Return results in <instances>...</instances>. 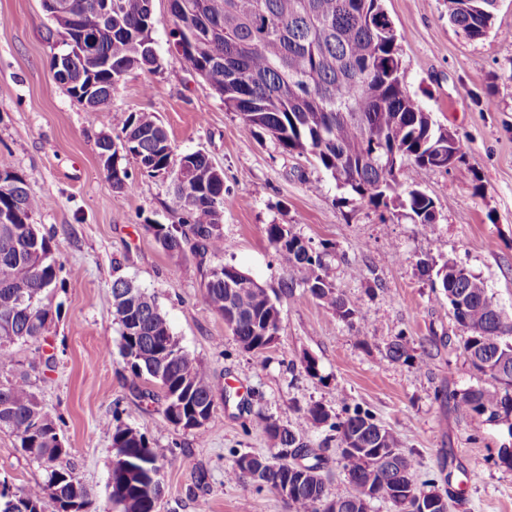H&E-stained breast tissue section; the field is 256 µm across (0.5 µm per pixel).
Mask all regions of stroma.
<instances>
[{
  "label": "stroma",
  "mask_w": 512,
  "mask_h": 512,
  "mask_svg": "<svg viewBox=\"0 0 512 512\" xmlns=\"http://www.w3.org/2000/svg\"><path fill=\"white\" fill-rule=\"evenodd\" d=\"M403 34L406 86L433 120L454 133L464 161L423 174L436 222L419 229L400 208L348 200L316 163L251 134L222 98L172 52L169 0H153L160 66L130 71L112 108L80 104L50 71L54 44L42 0H0V163L49 199L33 221L52 237L61 286L49 327L52 369L30 378L54 417L75 476L89 490L85 512H120L109 498L111 427H132L163 459L158 512H291L274 490L225 477L236 455L274 452L267 419L285 424L319 403L331 414L358 407L412 450L417 479L434 481L448 512H512V417L489 418L455 398L487 385L469 364L436 272L452 261L479 277L512 316V0H500L495 34L466 39L448 21L445 0H382ZM154 113L177 153H206L224 173V260L275 290L283 276L267 228L280 224L335 254L338 293L359 315L347 324L300 286L282 298L281 329L255 365L204 299L205 265L162 249L149 227L178 223L171 177L132 169L123 190L103 171L98 141L117 136L115 113ZM482 191H475V184ZM153 295L181 347L203 363L228 398L217 399L202 433L164 425L162 393L133 379L118 353L119 326L109 303L117 278ZM409 342V361L386 346ZM315 359L317 377L302 368ZM445 398H438V391ZM328 426L305 441L323 459L330 491L346 488ZM45 471L0 432V481L14 487Z\"/></svg>",
  "instance_id": "stroma-1"
}]
</instances>
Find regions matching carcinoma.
Returning <instances> with one entry per match:
<instances>
[{
    "instance_id": "cac0c4a2",
    "label": "carcinoma",
    "mask_w": 512,
    "mask_h": 512,
    "mask_svg": "<svg viewBox=\"0 0 512 512\" xmlns=\"http://www.w3.org/2000/svg\"><path fill=\"white\" fill-rule=\"evenodd\" d=\"M81 16L99 56L110 62L105 73L93 72L79 57L51 56L50 70H67L73 97L88 96L93 109H108L112 93L126 74L159 66L148 0H112V17L97 10L98 0H67ZM496 0H446L448 19L471 39L486 37L495 20ZM176 35L190 21L195 39L181 38L179 59L206 72V82L225 108L239 115L251 133L268 136L282 152L314 158L336 183L369 205L394 204L408 212L423 232L436 214L432 198L420 189L421 174L438 168L457 138L438 127L409 94L400 41L382 0H173ZM127 146L112 152V187L123 189L130 172L122 160L131 157L148 174L171 176L172 196L181 217L176 224H149L162 248L215 260L206 273V303L224 318L239 347L260 357L280 331V309L266 288L253 284L230 294L240 269L224 256V180L208 156L175 154L166 130L149 112L115 115ZM396 156L392 162L390 156ZM190 164L189 185L178 172ZM14 214L0 223V431L19 442L26 455L45 466L42 482L12 488L0 482V512L17 500L30 512H67L74 500L88 504V492L60 446L57 426L27 373L18 369L12 347L28 343L34 363L52 368L47 331L55 311L50 296L57 288L59 267L51 238L33 224L48 201L32 196L26 180L14 174L0 183V207ZM279 265L299 269L310 295L349 325L359 310L336 292L327 250L318 251L285 226L267 228ZM438 287L448 298L455 322L468 333L464 352L471 366L494 384L464 392L459 403L469 411L496 418L512 415V317L488 292L484 282L454 262L436 272ZM26 293L19 302L17 290ZM112 315L119 325V355L133 378L152 382L164 394L161 415L174 428L199 411L212 417L216 399L227 397L205 366L187 354L173 335L155 299L132 281L112 283ZM234 298L236 313L227 302ZM392 362L408 361V343L398 336L386 347ZM329 424L338 446L355 451L341 455L350 488L332 494L319 473V457L298 469L289 450L307 447L303 436L311 425ZM266 433L278 449L273 459L247 454L226 470L231 481L250 478L280 491L291 485L288 502L295 512H368L374 500L391 503L396 512H414L421 495L438 497L416 483L417 462L399 438L358 408L332 418L319 403L310 405L293 424L270 421ZM112 447L122 458L112 460L110 498L122 512H155L163 491L155 474L163 464L148 438L121 424L112 426ZM371 493H366V489Z\"/></svg>"
}]
</instances>
